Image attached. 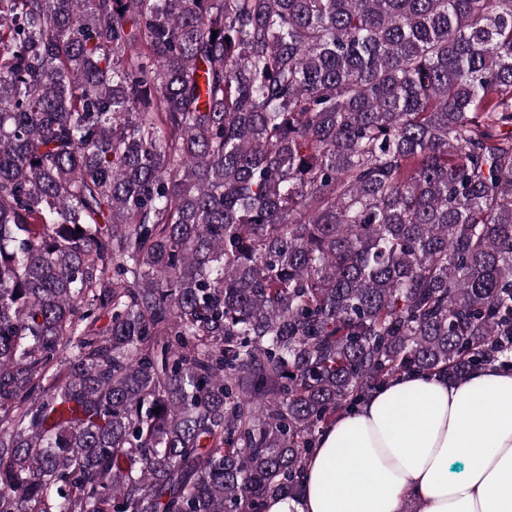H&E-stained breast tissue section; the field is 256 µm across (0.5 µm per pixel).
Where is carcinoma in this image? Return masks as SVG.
Returning <instances> with one entry per match:
<instances>
[{
	"label": "carcinoma",
	"instance_id": "obj_1",
	"mask_svg": "<svg viewBox=\"0 0 512 512\" xmlns=\"http://www.w3.org/2000/svg\"><path fill=\"white\" fill-rule=\"evenodd\" d=\"M511 361L512 0H0V512H262Z\"/></svg>",
	"mask_w": 512,
	"mask_h": 512
}]
</instances>
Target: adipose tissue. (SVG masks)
Masks as SVG:
<instances>
[{
  "mask_svg": "<svg viewBox=\"0 0 512 512\" xmlns=\"http://www.w3.org/2000/svg\"><path fill=\"white\" fill-rule=\"evenodd\" d=\"M463 465L451 474L452 463ZM512 512V365L408 373L338 416L263 512Z\"/></svg>",
  "mask_w": 512,
  "mask_h": 512,
  "instance_id": "obj_1",
  "label": "adipose tissue"
}]
</instances>
